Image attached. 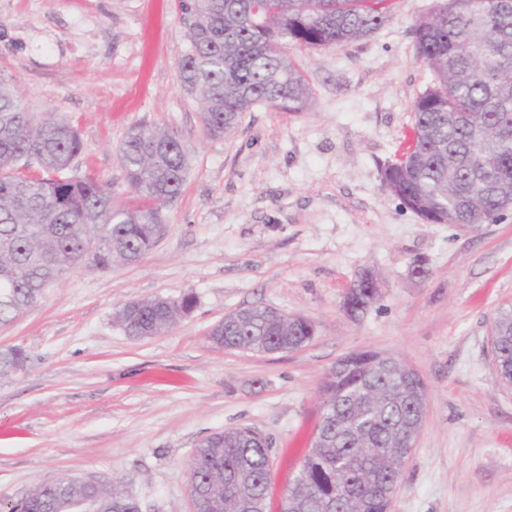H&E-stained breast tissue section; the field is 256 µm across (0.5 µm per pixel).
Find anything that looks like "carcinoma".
Listing matches in <instances>:
<instances>
[{"label":"carcinoma","instance_id":"cac0c4a2","mask_svg":"<svg viewBox=\"0 0 512 512\" xmlns=\"http://www.w3.org/2000/svg\"><path fill=\"white\" fill-rule=\"evenodd\" d=\"M395 0H178L187 51L184 85L210 136L228 135L257 105L300 112L311 98L288 49L316 51L371 37ZM417 59L431 84L416 99L408 145L383 172L386 189L432 224H485L512 192V0H438L414 24ZM64 119L36 118L0 81V322L37 303L76 265L107 269L139 261L158 242L163 207L181 191L187 161L179 137L133 129L119 147L138 203L121 206L93 178L67 175L81 152ZM192 294L124 305L126 335L157 336L188 315ZM314 324L267 306L224 317L209 332L225 348L270 353L309 342ZM501 380L512 384V311L492 326ZM20 348L0 352V376L27 364ZM323 414L287 494L291 512H391L407 451L426 413V388L397 359L361 352L336 362L321 384ZM271 449L247 426L214 432L189 464L198 512H265ZM99 512H140L120 485L91 489L71 478L42 484L0 512H66L86 498Z\"/></svg>","mask_w":512,"mask_h":512}]
</instances>
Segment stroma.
Here are the masks:
<instances>
[{"label": "stroma", "mask_w": 512, "mask_h": 512, "mask_svg": "<svg viewBox=\"0 0 512 512\" xmlns=\"http://www.w3.org/2000/svg\"><path fill=\"white\" fill-rule=\"evenodd\" d=\"M434 5L396 0L366 40L292 50L307 108L257 106L212 137L180 79L175 0H0V79L28 111L78 131L70 176L132 203L118 147L141 125L174 131L188 159L140 262L74 267L0 323V351L29 357L0 377L1 500L82 477L120 482L142 512H191L196 444L248 426L272 443L266 512H279L319 425L325 374L372 350L427 387L391 512H512V386L491 350L495 317L512 309V209L493 224H429L382 178L430 83L412 26ZM366 273L381 296L349 316L346 293ZM185 293L193 312L163 335L131 338L115 321L127 303ZM252 305L308 317L313 339L271 354L210 342L225 314Z\"/></svg>", "instance_id": "obj_1"}]
</instances>
